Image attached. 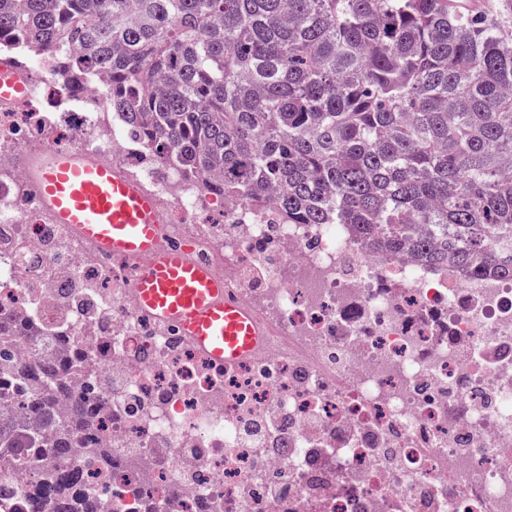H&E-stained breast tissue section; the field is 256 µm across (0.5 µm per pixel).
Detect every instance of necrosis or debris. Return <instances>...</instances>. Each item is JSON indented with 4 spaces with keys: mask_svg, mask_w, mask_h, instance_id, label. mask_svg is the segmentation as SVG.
Masks as SVG:
<instances>
[{
    "mask_svg": "<svg viewBox=\"0 0 512 512\" xmlns=\"http://www.w3.org/2000/svg\"><path fill=\"white\" fill-rule=\"evenodd\" d=\"M0 106V154L67 142L116 164L266 328L218 365L134 307L139 259L52 223L22 168L0 174V312L53 336L73 389L112 408L86 442L126 459L86 486L113 512H512V281L433 275L375 254L344 224H276L227 205L137 144L92 73L44 63ZM216 210L217 224L200 223Z\"/></svg>",
    "mask_w": 512,
    "mask_h": 512,
    "instance_id": "1",
    "label": "necrosis or debris"
}]
</instances>
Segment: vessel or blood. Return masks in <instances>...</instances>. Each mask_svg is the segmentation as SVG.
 I'll return each instance as SVG.
<instances>
[{
  "instance_id": "b4317fda",
  "label": "vessel or blood",
  "mask_w": 512,
  "mask_h": 512,
  "mask_svg": "<svg viewBox=\"0 0 512 512\" xmlns=\"http://www.w3.org/2000/svg\"><path fill=\"white\" fill-rule=\"evenodd\" d=\"M35 75L0 65V104L27 99ZM19 163L55 223L74 229L105 256L139 258L133 304L177 327L210 360L230 366L256 353L265 332L253 311L232 297L211 266L190 259L188 243L160 244L166 214L155 194L112 163L77 149L47 148Z\"/></svg>"
}]
</instances>
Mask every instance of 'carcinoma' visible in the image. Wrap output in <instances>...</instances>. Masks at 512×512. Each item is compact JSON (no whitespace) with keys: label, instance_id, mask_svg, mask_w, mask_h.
Masks as SVG:
<instances>
[{"label":"carcinoma","instance_id":"carcinoma-1","mask_svg":"<svg viewBox=\"0 0 512 512\" xmlns=\"http://www.w3.org/2000/svg\"><path fill=\"white\" fill-rule=\"evenodd\" d=\"M77 80L101 71L112 110L160 162L281 224H348L371 251L434 273L512 280V26L448 0H0V41ZM48 336L0 316V478L32 448L33 512H99L73 449L107 402L72 393Z\"/></svg>","mask_w":512,"mask_h":512}]
</instances>
